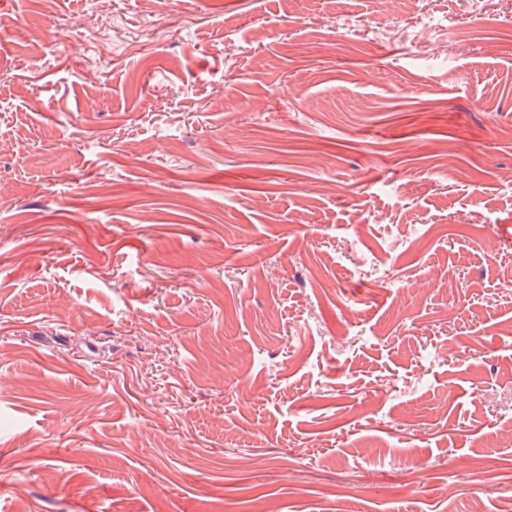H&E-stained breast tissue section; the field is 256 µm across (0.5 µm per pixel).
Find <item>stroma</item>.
<instances>
[{
  "mask_svg": "<svg viewBox=\"0 0 512 512\" xmlns=\"http://www.w3.org/2000/svg\"><path fill=\"white\" fill-rule=\"evenodd\" d=\"M410 8L0 0V512H500L512 0Z\"/></svg>",
  "mask_w": 512,
  "mask_h": 512,
  "instance_id": "obj_1",
  "label": "stroma"
}]
</instances>
